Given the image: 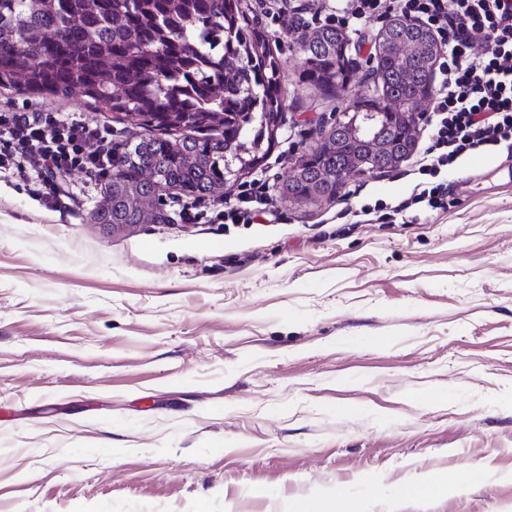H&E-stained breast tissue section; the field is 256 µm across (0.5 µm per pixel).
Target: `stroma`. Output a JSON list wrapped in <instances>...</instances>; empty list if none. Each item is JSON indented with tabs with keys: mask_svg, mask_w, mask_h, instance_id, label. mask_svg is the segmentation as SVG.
Instances as JSON below:
<instances>
[{
	"mask_svg": "<svg viewBox=\"0 0 512 512\" xmlns=\"http://www.w3.org/2000/svg\"><path fill=\"white\" fill-rule=\"evenodd\" d=\"M250 5L284 112L240 185L264 184L273 221L215 223L170 193L169 223L115 233L91 221L105 178L64 176L54 207L0 172V512H310L324 493L512 512V152L442 169L446 208L360 221L422 182V124L398 169L318 209L283 202L349 98L299 83V45ZM25 109L141 132L76 92L0 89V112ZM448 471L446 494L411 495Z\"/></svg>",
	"mask_w": 512,
	"mask_h": 512,
	"instance_id": "1",
	"label": "stroma"
}]
</instances>
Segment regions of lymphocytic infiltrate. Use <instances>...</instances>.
<instances>
[{
	"label": "lymphocytic infiltrate",
	"instance_id": "obj_1",
	"mask_svg": "<svg viewBox=\"0 0 512 512\" xmlns=\"http://www.w3.org/2000/svg\"><path fill=\"white\" fill-rule=\"evenodd\" d=\"M399 16L428 27L444 48L439 81L424 111L430 129L418 183L395 212L448 204L441 169L464 154L512 148V0H330L312 23L368 40L373 19ZM110 133L60 112H1L0 168L13 165L46 201L60 197L59 175H106Z\"/></svg>",
	"mask_w": 512,
	"mask_h": 512
}]
</instances>
